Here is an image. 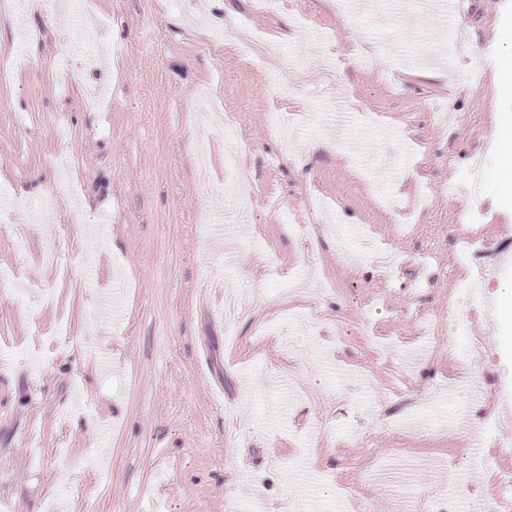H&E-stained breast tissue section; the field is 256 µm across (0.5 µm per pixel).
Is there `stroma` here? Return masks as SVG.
Masks as SVG:
<instances>
[{
    "label": "stroma",
    "instance_id": "35a3bbf8",
    "mask_svg": "<svg viewBox=\"0 0 512 512\" xmlns=\"http://www.w3.org/2000/svg\"><path fill=\"white\" fill-rule=\"evenodd\" d=\"M63 2L0 0V60H28L0 79V271L25 290L0 295V512H395L404 471L374 477L395 458L428 459L427 488L459 476L416 512H490L512 329L465 308L488 346L470 379L451 324L476 268L487 301L512 284V0H451L449 61L428 56L445 24L391 0H87L84 20ZM23 14L55 23L21 40ZM216 15L261 33L266 64ZM295 57L333 72L277 83ZM314 197L334 227L288 232ZM472 427L498 437L476 469Z\"/></svg>",
    "mask_w": 512,
    "mask_h": 512
}]
</instances>
